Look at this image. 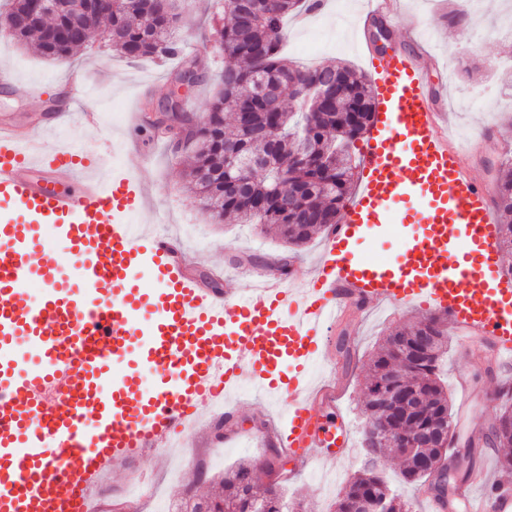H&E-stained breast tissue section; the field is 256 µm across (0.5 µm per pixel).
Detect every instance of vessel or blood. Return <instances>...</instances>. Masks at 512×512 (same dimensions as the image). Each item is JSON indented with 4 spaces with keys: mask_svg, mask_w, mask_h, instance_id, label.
<instances>
[{
    "mask_svg": "<svg viewBox=\"0 0 512 512\" xmlns=\"http://www.w3.org/2000/svg\"><path fill=\"white\" fill-rule=\"evenodd\" d=\"M396 12V0H366L359 13L376 116L355 195L311 267L256 288L202 287L177 238L131 224L146 195L141 156L102 181L81 173L71 146L39 139L45 115L0 123V512H93L113 470L182 446L241 385L288 408L260 444L276 439L303 471L335 467L353 452L351 431L322 414L335 388L311 385L310 367L334 359L331 331L356 305L447 313L461 350L483 345L512 366V279L487 189L440 123L423 54L384 55L366 35ZM408 200L419 216L392 215ZM415 219L421 231L398 257L357 256L370 225ZM58 241L73 281L59 276ZM459 503L512 512V485L482 469L455 500L430 497V512Z\"/></svg>",
    "mask_w": 512,
    "mask_h": 512,
    "instance_id": "obj_1",
    "label": "vessel or blood"
}]
</instances>
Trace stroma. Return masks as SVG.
Wrapping results in <instances>:
<instances>
[{
  "mask_svg": "<svg viewBox=\"0 0 512 512\" xmlns=\"http://www.w3.org/2000/svg\"><path fill=\"white\" fill-rule=\"evenodd\" d=\"M500 0H478V9L466 28L448 24L451 0H401L400 17L390 32L398 47L409 46L405 19L423 16L433 30L428 50L440 67L433 75L432 86L447 101L443 122L453 130L461 146L476 144L475 154L465 155V162L477 178L493 184L500 177L499 162L512 150V98L497 97L482 103L470 100V89L500 82L504 68L512 66V33L508 25L512 18L500 9ZM356 6L346 13L330 9L323 16H310L307 28L289 22L285 50L290 57L309 65L348 63L359 72L368 67L362 55L351 43L357 38ZM214 10L210 0H196L179 22V44L182 54L203 58L211 76H218L224 67V55L212 36ZM178 60L146 58L131 62L117 57L102 39L68 58L51 61L34 50L0 37V67L10 69L17 80L37 87L35 96L20 100L0 88V119L14 123L27 121L33 114L47 111L56 97V85L72 72L84 74V83L77 94L73 109L55 127L42 132L45 143H67L78 148L98 151L112 167L122 166L127 153L139 149L144 163L139 179L147 189V199L133 222L179 236L191 257L189 270L193 274H208L222 269L224 291L233 292L247 287L239 275L241 265L249 257L261 258V267L275 272L278 262L288 251L273 233L256 231L248 224L214 220L190 193L184 180V169L192 152L176 148L169 134H156L149 129L131 133L128 119L139 112L144 100L164 99L170 89L169 75ZM95 112L101 124L90 127L83 123L82 113ZM415 230L411 224H388L372 228L357 250L362 258L384 260L396 256L407 236ZM420 309L394 310L379 307L351 316L336 330L338 345L348 348L350 355L341 359V403L350 421L352 435L361 438L363 430L362 391L368 374L370 358L389 331L396 326L424 318ZM443 373L448 377L450 397H457L455 379L466 374L480 393L474 401V413L468 425L457 426L460 440H467L469 427L486 426L499 412L500 404L487 400V393L497 391L501 378L477 356L460 353L449 345ZM236 410L234 422L224 418L204 416L196 432L185 442L183 450L192 456L191 467H183L180 456H141L132 465L113 471L100 494L110 503L112 512H127V498L113 499L112 489L137 479L161 486L162 503L172 504L182 499L198 500L214 490L213 478L240 464L251 466L259 482H267L265 461L275 460L274 448H257L248 437V427L260 426L267 419H285L282 402L270 401L244 388L232 400ZM225 443H218V436ZM362 450L333 471L334 490H324L322 471L311 470L298 476H288L283 486L286 498L303 503L305 512H334L339 490L348 478L361 469ZM207 479H200V472Z\"/></svg>",
  "mask_w": 512,
  "mask_h": 512,
  "instance_id": "stroma-1",
  "label": "stroma"
}]
</instances>
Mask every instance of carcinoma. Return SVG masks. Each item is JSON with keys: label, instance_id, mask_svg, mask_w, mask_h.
Instances as JSON below:
<instances>
[{"label": "carcinoma", "instance_id": "obj_1", "mask_svg": "<svg viewBox=\"0 0 512 512\" xmlns=\"http://www.w3.org/2000/svg\"><path fill=\"white\" fill-rule=\"evenodd\" d=\"M317 0H213L224 15L213 35L228 62L219 75L218 90L205 119L185 111L186 94L205 80V66L197 56L184 55L171 74V88L160 105L159 120L178 127L195 145V159L184 177L200 202L217 218L227 216L242 224H270L294 250L306 247L318 233L339 223L351 198L354 169L350 149L365 136L375 113V94L367 77L348 65L313 68L287 61L282 50L288 17L311 12ZM35 0H4L0 17L28 15ZM74 0H57L56 12L38 24L14 31L17 44L33 47L47 59L71 55L86 45L82 33L65 29ZM179 16L169 15L164 0H96L88 26L99 29L112 50L128 59L176 55ZM194 75L183 83L185 72ZM337 86L323 93L310 87L323 76ZM284 84L276 102L256 92V80ZM266 158L270 165L244 177L231 166L238 160ZM493 205L497 215L499 248L512 252V172L498 185ZM448 315L435 313L413 324L393 328L378 346L363 389L365 425L383 430L379 447L367 434L361 445L367 459L343 487L336 512H356V500L376 496L388 512H412L413 504L377 470L378 460L392 453L402 459L404 483L422 485L431 477L424 469L429 459L458 452L453 440L436 439L419 456L404 451L422 432L454 430L448 387L441 367L448 356ZM412 396L407 404L388 405L384 391ZM500 414L484 436V445L512 448V394H502ZM221 493L205 502L184 505L183 512H284L283 487L276 481L256 483L252 469L240 466L220 478Z\"/></svg>", "mask_w": 512, "mask_h": 512}]
</instances>
